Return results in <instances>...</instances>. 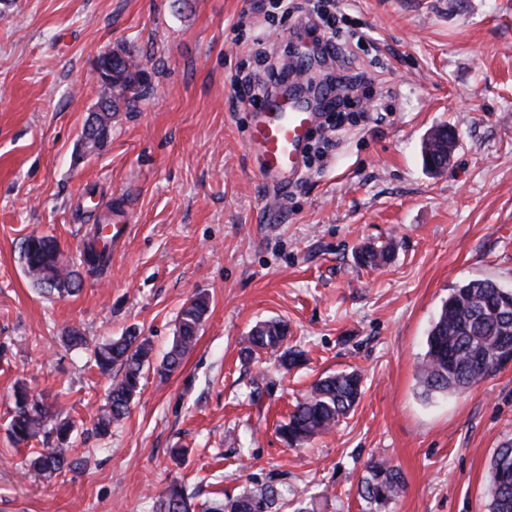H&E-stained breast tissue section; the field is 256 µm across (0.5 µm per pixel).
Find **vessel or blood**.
Listing matches in <instances>:
<instances>
[{
  "instance_id": "vessel-or-blood-1",
  "label": "vessel or blood",
  "mask_w": 512,
  "mask_h": 512,
  "mask_svg": "<svg viewBox=\"0 0 512 512\" xmlns=\"http://www.w3.org/2000/svg\"><path fill=\"white\" fill-rule=\"evenodd\" d=\"M316 119L310 101L297 95L275 92L263 100L248 148L258 160L260 179L269 188L287 191Z\"/></svg>"
}]
</instances>
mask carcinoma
<instances>
[{"mask_svg":"<svg viewBox=\"0 0 512 512\" xmlns=\"http://www.w3.org/2000/svg\"><path fill=\"white\" fill-rule=\"evenodd\" d=\"M112 85L102 87L108 99L107 111L86 118L83 135L93 136L89 148L102 150L112 133V119L117 112L130 108L149 88L146 71L136 60L134 50L125 46L112 49ZM429 143L421 145L426 170L437 175L443 157L440 149L456 146V133L448 125L432 129ZM111 241L99 234L88 237L81 263L86 273L96 275L108 266ZM21 257L29 278L47 295L65 297L77 292L82 285L79 271L58 265L59 249L49 236L32 234L20 245ZM393 253V245L365 246L358 261L378 268ZM209 308V299L195 293L183 305L170 350L157 372L164 376L177 370L185 354L194 346L198 331ZM288 328L281 321L256 325L247 336L241 354L251 359L260 353L276 351L287 340ZM512 339V290L491 280L465 281L448 295L430 324L426 336V352L418 365L417 377L421 396L448 394L467 390L491 377L503 364L497 350L503 338ZM152 346L148 338L135 329L122 336L102 342L92 350L93 363L102 374L119 368L112 380L107 402L93 418L98 435L107 436L112 426L129 413L131 403L140 394L144 369L150 364ZM362 395L361 375L338 372L316 381L309 393L295 405L288 420L280 423L277 432L283 442L297 447L319 433L331 431L351 411ZM54 431L58 444L36 451L29 466L46 477L60 476L78 469L81 462L70 457L64 443L70 438L72 424L53 414L41 400L23 386L16 388L9 422V434L17 445L36 439L46 427ZM487 487L489 512H512V445L496 449L488 468ZM404 490V480L393 466L371 461L366 475L358 484V495L369 506L368 512H384ZM284 494L276 483L261 484L242 493L215 500L204 506L203 512H280ZM152 512H196V505L185 486L172 481L158 494Z\"/></svg>","mask_w":512,"mask_h":512,"instance_id":"cac0c4a2","label":"carcinoma"}]
</instances>
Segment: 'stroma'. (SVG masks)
<instances>
[{"label": "stroma", "mask_w": 512, "mask_h": 512, "mask_svg": "<svg viewBox=\"0 0 512 512\" xmlns=\"http://www.w3.org/2000/svg\"><path fill=\"white\" fill-rule=\"evenodd\" d=\"M253 0H13L0 6V512H152L175 478L204 503L278 482L313 512H364L369 461L405 483L387 512H487L491 457L512 443V363L468 390L423 400L416 366L459 283L512 289V0H341L370 78V120L344 125L322 160L269 212L247 138L254 110L233 81L259 71L257 30L284 57L300 35ZM132 46L147 94L119 112L101 153L79 137L99 98L93 62ZM452 127L453 160L425 171L424 134ZM121 202L129 233L80 292L47 297L19 247L56 239L78 265L92 225ZM393 243L379 268L361 246ZM209 312L195 347L162 377L146 369L129 416L99 437L110 377L91 345L138 328L154 363L194 293ZM280 319L302 365L243 358L258 322ZM79 328L89 348L70 349ZM357 370L363 396L301 448L276 432L318 378ZM73 425L82 466L45 478L7 431L16 386ZM186 449L182 464L169 451Z\"/></svg>", "instance_id": "35a3bbf8"}]
</instances>
